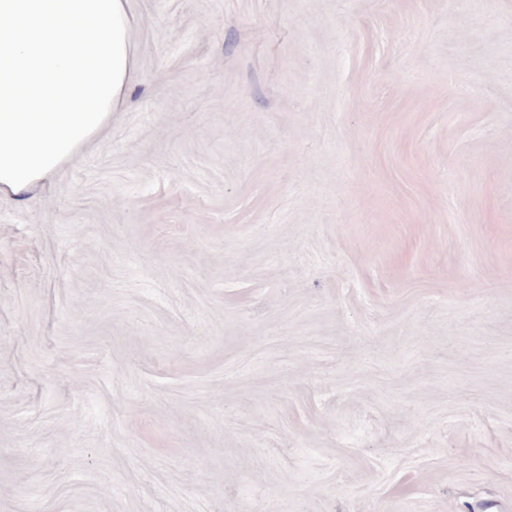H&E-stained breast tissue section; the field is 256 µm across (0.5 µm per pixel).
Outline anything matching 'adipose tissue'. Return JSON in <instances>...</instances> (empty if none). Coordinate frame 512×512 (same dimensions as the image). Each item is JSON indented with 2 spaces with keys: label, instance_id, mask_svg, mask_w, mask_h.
<instances>
[{
  "label": "adipose tissue",
  "instance_id": "adipose-tissue-1",
  "mask_svg": "<svg viewBox=\"0 0 512 512\" xmlns=\"http://www.w3.org/2000/svg\"><path fill=\"white\" fill-rule=\"evenodd\" d=\"M131 28L128 0H0V193L29 192L119 107Z\"/></svg>",
  "mask_w": 512,
  "mask_h": 512
}]
</instances>
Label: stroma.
Wrapping results in <instances>:
<instances>
[{"instance_id":"obj_1","label":"stroma","mask_w":512,"mask_h":512,"mask_svg":"<svg viewBox=\"0 0 512 512\" xmlns=\"http://www.w3.org/2000/svg\"><path fill=\"white\" fill-rule=\"evenodd\" d=\"M129 9L0 194V512H512V0Z\"/></svg>"}]
</instances>
